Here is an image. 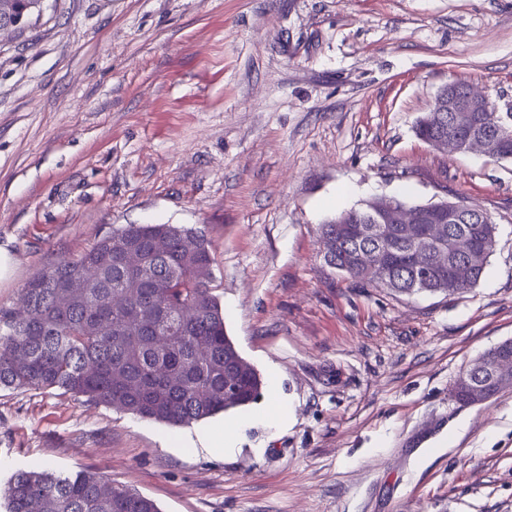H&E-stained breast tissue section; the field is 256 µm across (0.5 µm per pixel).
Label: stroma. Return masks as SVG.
Returning a JSON list of instances; mask_svg holds the SVG:
<instances>
[{
  "instance_id": "stroma-1",
  "label": "stroma",
  "mask_w": 512,
  "mask_h": 512,
  "mask_svg": "<svg viewBox=\"0 0 512 512\" xmlns=\"http://www.w3.org/2000/svg\"><path fill=\"white\" fill-rule=\"evenodd\" d=\"M0 44V306L126 224L203 232L242 356L288 424L236 448L61 389H0V481L89 469L161 512H512V387L456 377L512 339V159L417 121L451 82L512 104V0H47ZM463 200L497 241L475 288L394 295L320 227L376 197ZM508 341V340H506ZM506 341L500 343L494 350L487 352L482 355L478 359H476L472 364H470L465 370H463L457 379L454 382V385L451 390V398L459 403L461 406L465 405H476L469 401L467 397V386L465 384L464 375H468L469 373L482 372V376L480 379V383L485 384V388L489 391V395L486 399L478 404H482L488 401L490 398L498 394L503 388L497 386L496 382L493 379L492 375V367L496 361V357L500 354L504 349H508L511 354V344L510 346H506ZM479 367L476 371L475 368Z\"/></svg>"
}]
</instances>
